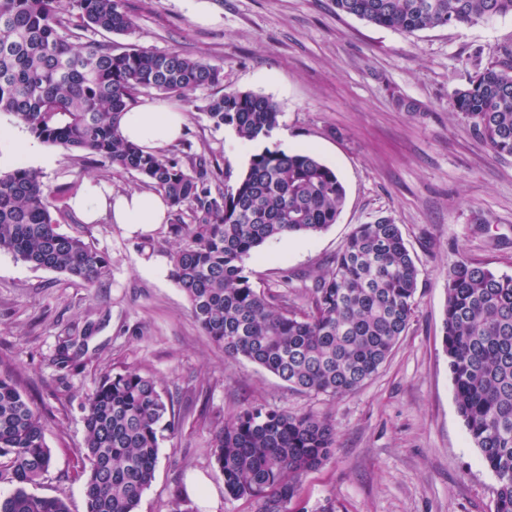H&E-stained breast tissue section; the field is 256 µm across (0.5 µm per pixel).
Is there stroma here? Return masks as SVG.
Here are the masks:
<instances>
[{"label": "stroma", "mask_w": 512, "mask_h": 512, "mask_svg": "<svg viewBox=\"0 0 512 512\" xmlns=\"http://www.w3.org/2000/svg\"><path fill=\"white\" fill-rule=\"evenodd\" d=\"M136 17L132 37L115 44L180 51L222 71L218 89L196 91L187 105L184 144L216 160L234 183L253 152L230 128L206 116L213 92L250 91L280 106L272 143L312 150L333 168L346 198L336 224L311 235L283 236L246 260L253 285L288 291L297 303L322 274L351 230L381 217L398 224L420 271L407 331L378 373L355 392L332 397L291 389L242 359L225 357L189 314L185 295L163 270L168 228L131 232L124 224L82 223L67 200L84 181L119 192L142 189L140 178L59 146L36 143L18 155L27 129L0 112V172L16 162L61 189L59 230L80 234L111 259V274L87 287L66 274L37 269L0 253V374L18 378L35 397L47 427L52 465L35 494L65 499L85 512L77 457L85 438L83 405L100 378L127 367L180 391L186 419L160 445L155 477L138 512H173L175 492L206 483L195 512H254L224 495V478L209 455L217 424L241 403L328 417L336 451L303 477L299 512L333 503L336 512H493L496 480L481 460L458 413L442 344L446 272L466 253L498 273L512 274V157L494 156L474 138L452 106L467 81L475 51L491 58L512 46V16L473 26L404 34L337 13L333 0H125ZM212 16L196 20V6ZM418 102L408 112L397 97ZM79 339L70 361H56L66 337ZM207 393L186 392L188 380Z\"/></svg>", "instance_id": "obj_1"}]
</instances>
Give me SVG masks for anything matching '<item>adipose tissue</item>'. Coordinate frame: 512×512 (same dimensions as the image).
<instances>
[{
  "instance_id": "adipose-tissue-1",
  "label": "adipose tissue",
  "mask_w": 512,
  "mask_h": 512,
  "mask_svg": "<svg viewBox=\"0 0 512 512\" xmlns=\"http://www.w3.org/2000/svg\"><path fill=\"white\" fill-rule=\"evenodd\" d=\"M186 122L183 107L167 102H147L128 108L120 118L124 139L142 151L154 153L178 140ZM70 210L84 223H96L109 217L112 223L136 230H148L155 224L169 223L172 208L166 198L153 191L116 193L102 181H85L68 200Z\"/></svg>"
}]
</instances>
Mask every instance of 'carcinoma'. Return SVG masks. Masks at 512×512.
<instances>
[{"label":"carcinoma","instance_id":"1","mask_svg":"<svg viewBox=\"0 0 512 512\" xmlns=\"http://www.w3.org/2000/svg\"><path fill=\"white\" fill-rule=\"evenodd\" d=\"M0 0V112L37 140L137 173L165 194L174 216L169 274L193 321L224 355L243 358L307 393L342 396L374 376L409 326L419 269L398 225L359 224L298 306L288 293L254 288L245 260L271 239L322 232L336 223L345 188L307 149L268 146L224 190L219 173L187 147L183 159L126 142L119 118L139 95L187 98L221 83V69L178 52L134 43L119 49L92 34L131 36L137 22L124 0ZM336 13L402 33L470 26L512 15V0H334ZM453 107L497 157L512 156V48L468 61ZM213 126L246 143L272 138L280 110L249 91L209 99ZM60 191L19 165L0 173V252L88 285L110 276L111 260L80 235L59 231ZM191 213L187 224L183 214ZM442 343L458 413L496 478L494 512H512V275L459 253L448 264ZM81 450L85 512H136L155 473L160 441L179 429L174 397L135 369L104 375L84 406ZM46 421L18 380L0 375V512H70L58 497L28 490L49 471ZM336 450L326 418L244 403L213 432L209 453L224 494L255 512H291L301 479Z\"/></svg>","mask_w":512,"mask_h":512}]
</instances>
